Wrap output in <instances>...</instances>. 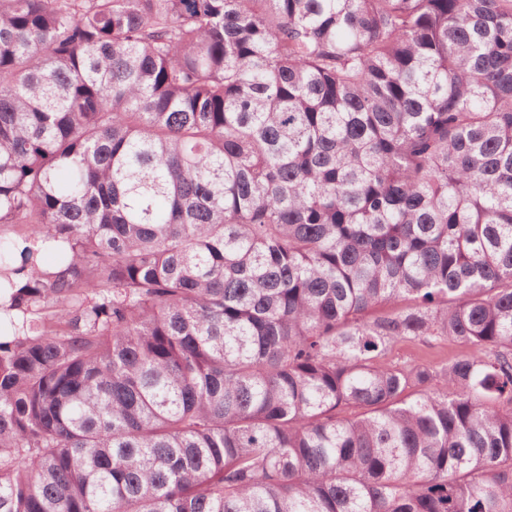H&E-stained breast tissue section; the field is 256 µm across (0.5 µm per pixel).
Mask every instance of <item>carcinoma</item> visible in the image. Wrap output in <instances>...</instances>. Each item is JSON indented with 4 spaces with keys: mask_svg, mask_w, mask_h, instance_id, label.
Here are the masks:
<instances>
[{
    "mask_svg": "<svg viewBox=\"0 0 512 512\" xmlns=\"http://www.w3.org/2000/svg\"><path fill=\"white\" fill-rule=\"evenodd\" d=\"M16 225L0 512H512V0H0ZM460 351V347L448 341H433L427 345L419 341L401 342L395 345L387 361L394 363H439Z\"/></svg>",
    "mask_w": 512,
    "mask_h": 512,
    "instance_id": "carcinoma-1",
    "label": "carcinoma"
}]
</instances>
